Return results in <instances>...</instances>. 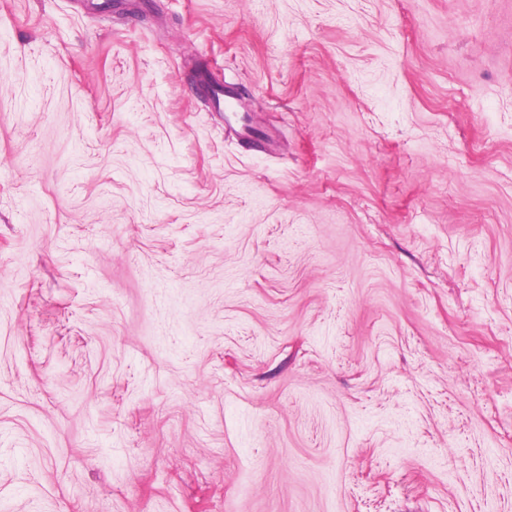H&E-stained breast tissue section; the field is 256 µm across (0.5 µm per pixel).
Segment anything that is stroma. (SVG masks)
Listing matches in <instances>:
<instances>
[{
    "instance_id": "35a3bbf8",
    "label": "stroma",
    "mask_w": 512,
    "mask_h": 512,
    "mask_svg": "<svg viewBox=\"0 0 512 512\" xmlns=\"http://www.w3.org/2000/svg\"><path fill=\"white\" fill-rule=\"evenodd\" d=\"M0 512H512V0H0Z\"/></svg>"
}]
</instances>
